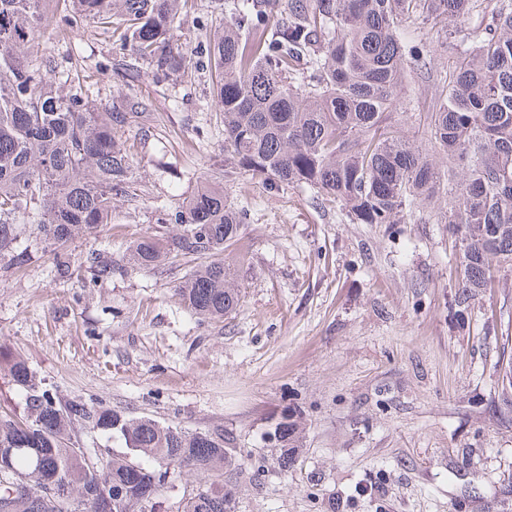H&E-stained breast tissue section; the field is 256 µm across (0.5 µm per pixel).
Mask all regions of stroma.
Listing matches in <instances>:
<instances>
[{
    "label": "stroma",
    "instance_id": "35a3bbf8",
    "mask_svg": "<svg viewBox=\"0 0 512 512\" xmlns=\"http://www.w3.org/2000/svg\"><path fill=\"white\" fill-rule=\"evenodd\" d=\"M29 50L70 53L103 90L135 77L138 197L67 245L120 259L224 161L209 74L156 84L131 52L52 24ZM224 192L247 221L224 251L242 298L223 321H199L176 295L185 260L95 281L76 266L59 273L53 246L25 236L30 263L0 254V345L61 396L223 429L239 460L224 475L230 512H512V386L500 371L512 272L463 312L445 225L356 224L310 189L235 174ZM285 416L301 445L283 474L272 433Z\"/></svg>",
    "mask_w": 512,
    "mask_h": 512
}]
</instances>
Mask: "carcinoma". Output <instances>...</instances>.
I'll return each mask as SVG.
<instances>
[{
    "label": "carcinoma",
    "instance_id": "carcinoma-1",
    "mask_svg": "<svg viewBox=\"0 0 512 512\" xmlns=\"http://www.w3.org/2000/svg\"><path fill=\"white\" fill-rule=\"evenodd\" d=\"M53 3L62 34L95 28L157 83L208 57L233 173L307 187L356 224L448 225L458 305L512 270V0H224V22L195 62L176 39L195 0H0V251L32 224L67 270L66 244L112 223L114 200L137 196L123 140L144 121L123 111L134 85L122 78L117 94L94 95L88 77L28 52ZM420 80L431 86L424 114L409 108ZM412 119L423 121L419 145L402 128ZM246 220L207 174L158 219L180 232L132 242L126 263L195 257L176 294L199 320L221 321L240 302L224 249ZM79 266L96 280L116 270L94 251ZM0 379L24 397L22 412L0 411V512H101L107 499L111 512H163L171 469L210 479L176 512H227L224 472L238 459L224 430L64 399L17 352L0 349ZM85 433L112 435L127 452H80ZM273 438L286 472L297 423L282 418Z\"/></svg>",
    "mask_w": 512,
    "mask_h": 512
}]
</instances>
